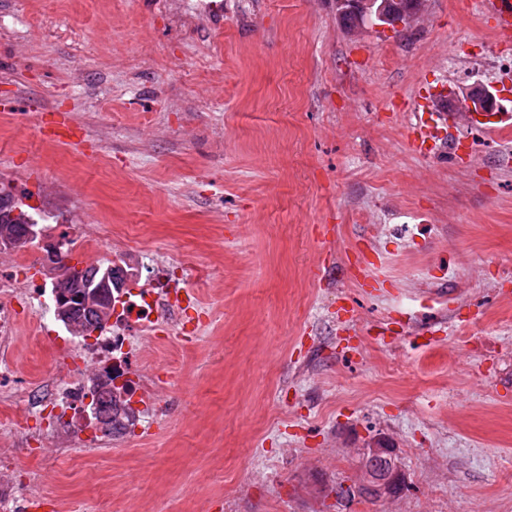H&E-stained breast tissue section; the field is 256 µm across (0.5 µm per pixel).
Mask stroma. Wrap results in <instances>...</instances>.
I'll use <instances>...</instances> for the list:
<instances>
[{"instance_id": "stroma-1", "label": "stroma", "mask_w": 512, "mask_h": 512, "mask_svg": "<svg viewBox=\"0 0 512 512\" xmlns=\"http://www.w3.org/2000/svg\"><path fill=\"white\" fill-rule=\"evenodd\" d=\"M512 58L470 0L347 29L332 0H0V183L81 260L192 297L140 339L161 412L38 451L56 355L20 321L0 451L43 512H512V129L412 148L422 91ZM374 264L378 289L354 277ZM392 451L400 492L359 486ZM361 469L363 472V484L360 487V494L372 497H381L379 479L384 478L385 472L392 468L391 450L387 449L379 454L362 453Z\"/></svg>"}]
</instances>
